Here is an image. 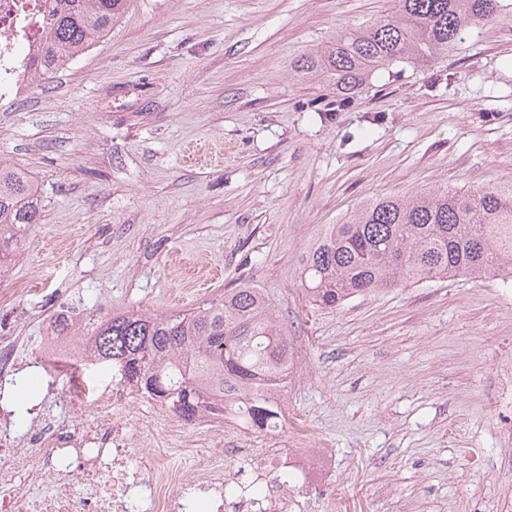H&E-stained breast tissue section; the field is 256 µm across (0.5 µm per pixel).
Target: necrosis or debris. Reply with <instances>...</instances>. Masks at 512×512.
<instances>
[{
	"label": "necrosis or debris",
	"instance_id": "obj_1",
	"mask_svg": "<svg viewBox=\"0 0 512 512\" xmlns=\"http://www.w3.org/2000/svg\"><path fill=\"white\" fill-rule=\"evenodd\" d=\"M47 0H0V99L31 86L29 59L40 42ZM128 388L120 375L69 398L96 405L91 427L70 431L41 418L27 432L0 420V512H298L305 488L323 482L331 454L303 448H222L184 467L142 457L106 411Z\"/></svg>",
	"mask_w": 512,
	"mask_h": 512
}]
</instances>
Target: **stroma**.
I'll return each instance as SVG.
<instances>
[{
	"label": "stroma",
	"instance_id": "1",
	"mask_svg": "<svg viewBox=\"0 0 512 512\" xmlns=\"http://www.w3.org/2000/svg\"><path fill=\"white\" fill-rule=\"evenodd\" d=\"M432 63L362 86L349 107L296 65L393 0H131L111 33L0 101V162L38 188L42 221L0 289L8 343L32 354L60 307L169 315L250 282L304 362L279 407L334 465L306 512H512V284L441 277L313 306L301 261L365 201L512 180V0ZM53 422L93 424L68 369L34 367ZM138 393L109 410L138 453L188 466L220 447Z\"/></svg>",
	"mask_w": 512,
	"mask_h": 512
}]
</instances>
